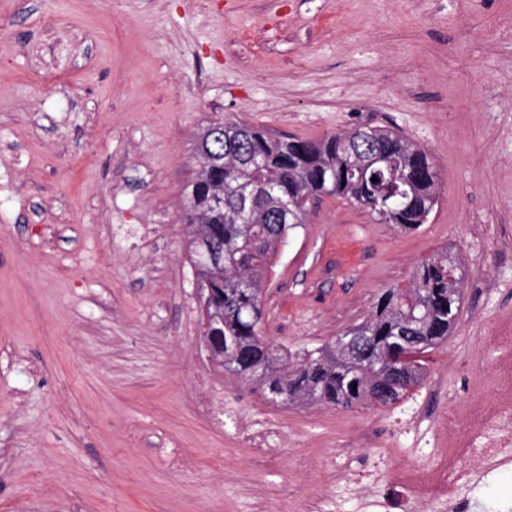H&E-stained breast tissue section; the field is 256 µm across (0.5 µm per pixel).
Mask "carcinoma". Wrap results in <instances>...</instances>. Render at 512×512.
<instances>
[{
  "mask_svg": "<svg viewBox=\"0 0 512 512\" xmlns=\"http://www.w3.org/2000/svg\"><path fill=\"white\" fill-rule=\"evenodd\" d=\"M208 152L224 165L208 163L197 150L199 170L186 186L183 219L198 225L205 239L224 244L219 271L196 267L194 245H188L195 277L209 288L212 306L224 311L212 339L217 353L220 336L234 348L224 354V373L267 398L271 385L280 386L287 404H308L315 397L318 405L345 410L387 407L403 399L423 378L424 355L448 337L460 307L463 275L448 252L423 260L407 284L378 298L362 322L367 340L359 351L360 367L349 373L339 371L341 351L332 342L327 344L334 349L332 357L273 344L262 331L260 296L271 260L306 223L309 202L321 196L343 198L381 224L415 230L426 223L438 204V173L428 152L384 128H355L311 140L274 137L240 122L224 123V134L209 140ZM263 183L272 194L255 197L242 213L245 198ZM279 200L288 202L296 223H273ZM402 336L422 339L413 362L390 378L370 371L383 356L406 353Z\"/></svg>",
  "mask_w": 512,
  "mask_h": 512,
  "instance_id": "1",
  "label": "carcinoma"
}]
</instances>
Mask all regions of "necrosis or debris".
Returning a JSON list of instances; mask_svg holds the SVG:
<instances>
[{
  "label": "necrosis or debris",
  "mask_w": 512,
  "mask_h": 512,
  "mask_svg": "<svg viewBox=\"0 0 512 512\" xmlns=\"http://www.w3.org/2000/svg\"><path fill=\"white\" fill-rule=\"evenodd\" d=\"M199 408L209 421L231 429L238 442L251 449L255 462L270 464L277 459L282 431L275 419L261 413L242 415L229 402L218 407L204 399ZM465 413L470 431H461L454 419L438 424L441 440L431 451L433 463L415 457L399 469L389 455L378 456L366 476L337 483V505L355 501L377 512H391L396 505L402 512H466L478 474L512 457V363L503 362L495 372L480 378ZM386 479L402 483L399 502L383 493Z\"/></svg>",
  "instance_id": "necrosis-or-debris-1"
}]
</instances>
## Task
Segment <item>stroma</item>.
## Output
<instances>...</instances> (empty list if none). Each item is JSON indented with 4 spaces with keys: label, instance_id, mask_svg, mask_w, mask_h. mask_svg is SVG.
Instances as JSON below:
<instances>
[{
    "label": "stroma",
    "instance_id": "stroma-1",
    "mask_svg": "<svg viewBox=\"0 0 512 512\" xmlns=\"http://www.w3.org/2000/svg\"><path fill=\"white\" fill-rule=\"evenodd\" d=\"M57 82L45 85L43 67ZM318 139L360 126L424 147L427 224L310 203L265 284L274 343L315 349L440 252L464 276L456 323L410 396L461 409L512 315V0H0V512H294L378 450L412 453L393 408L268 401L200 348L182 199L210 125ZM278 419L253 463L201 399ZM473 512H512V464Z\"/></svg>",
    "mask_w": 512,
    "mask_h": 512
}]
</instances>
